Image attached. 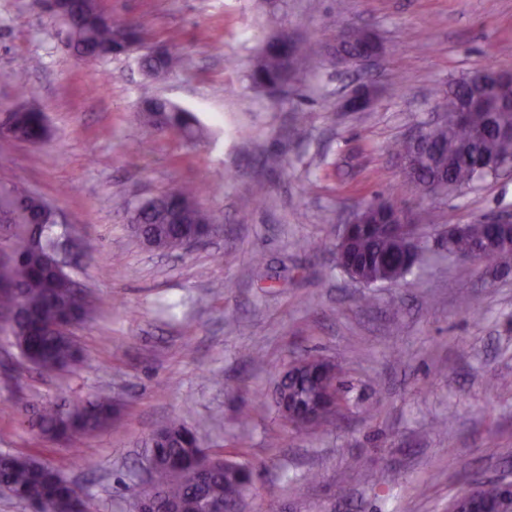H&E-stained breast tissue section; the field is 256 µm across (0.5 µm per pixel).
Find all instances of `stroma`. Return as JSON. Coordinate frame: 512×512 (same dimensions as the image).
Instances as JSON below:
<instances>
[{
    "label": "stroma",
    "instance_id": "1",
    "mask_svg": "<svg viewBox=\"0 0 512 512\" xmlns=\"http://www.w3.org/2000/svg\"><path fill=\"white\" fill-rule=\"evenodd\" d=\"M97 7L184 65L152 78L134 52L80 60L40 0H0V116L24 104L49 128L38 145L0 137V185L41 197L72 226L67 269L93 306L73 330L81 358L67 373H40L0 331V453L42 449L88 484V512H129L146 441L182 419L204 446L246 442L257 478L242 512H448L475 479L512 481V272L492 279L446 256L449 226L512 214V176L425 195L392 150L470 73H512V0ZM340 26L377 34L376 65L337 64ZM284 31L310 55L281 91L254 87L251 64ZM362 80L375 85L372 104L346 111ZM153 97L194 113L203 138L148 125L140 108ZM270 154L283 155L281 168L264 165ZM180 185L223 232L150 250L117 203ZM379 195L431 212L421 228L430 251L406 278L369 288L337 267L333 245L348 214ZM306 354L341 363L350 408L330 429L294 433L268 403L278 373ZM492 374L506 386L489 387ZM100 394L120 403L119 419L44 445L34 409ZM370 468L380 485L365 483Z\"/></svg>",
    "mask_w": 512,
    "mask_h": 512
}]
</instances>
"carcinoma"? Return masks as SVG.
<instances>
[{
    "label": "carcinoma",
    "instance_id": "obj_1",
    "mask_svg": "<svg viewBox=\"0 0 512 512\" xmlns=\"http://www.w3.org/2000/svg\"><path fill=\"white\" fill-rule=\"evenodd\" d=\"M66 10L77 17L76 28H65V46L75 55L103 60L126 53L142 43L138 26L114 19L106 21L90 12L85 0H63ZM350 39L339 44L338 51L359 55L365 48L362 29H349ZM308 55L307 46L293 40L277 39L268 44L254 63L250 78L260 87L271 90L286 83L290 70ZM182 63V59L166 49H148L143 53V70L150 76L166 74ZM474 94L468 79L458 82L448 92L447 112H455L459 101ZM163 110L165 129L198 140L200 125L188 112L162 99L145 101L144 114ZM512 128V76L501 77L494 96L486 107L471 108L464 124L450 121L427 130L428 140L437 159L420 169L411 183H438L435 192H463L480 179L494 178V170L480 165L491 161L512 162V134L500 128ZM0 134L12 139L40 144L48 137L43 114L37 110L5 114L0 121ZM7 187L0 186V223L25 224L27 233L18 238L12 258L0 262V318L7 317L5 329L13 336L22 357L45 373H60L79 361V348L74 337L63 328L81 322L90 315L91 307L79 308L74 289L66 279L50 270L44 256L30 248L35 236L45 247L54 240L55 224H32L27 214L39 208V199L16 189L11 197ZM130 223L138 225L137 235L143 243L163 252L183 248L187 239L202 225L212 224V216L195 206L187 187L175 188L162 195V201L142 209L127 205ZM381 213L370 209L367 223L357 224L351 231L342 255L359 269L365 280L376 279L384 268L400 264L407 241L399 234L380 230ZM493 228L478 222L465 224L448 239V252L484 258L496 266L499 256L488 247ZM333 378L313 356L295 374L289 387L307 402L312 401L324 381ZM324 411L309 416L298 408L282 409L277 401L272 408L277 418L295 431L324 429L344 416L347 402L343 384ZM114 406L108 396H99L80 406L43 407L34 412V426L44 442L70 441L77 435L93 433L112 422ZM155 465L152 475L154 495L149 512H224L236 510L244 494L255 481L248 460V448L235 443L218 455L211 456L202 446L197 432L184 422L166 424L154 433L150 447ZM41 450L16 455L0 454V487L12 496L39 507L37 512H85L87 491L84 486L66 478L59 469L43 465Z\"/></svg>",
    "mask_w": 512,
    "mask_h": 512
}]
</instances>
